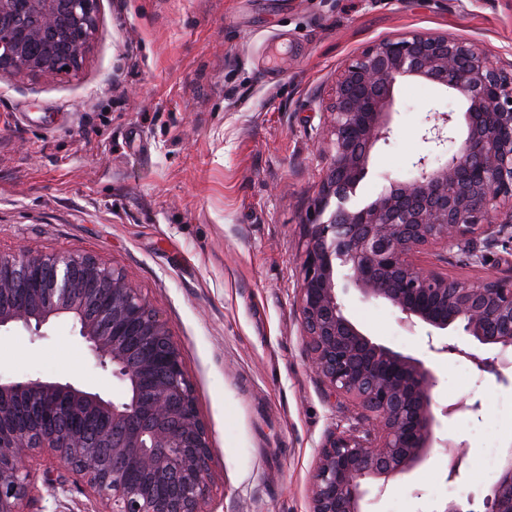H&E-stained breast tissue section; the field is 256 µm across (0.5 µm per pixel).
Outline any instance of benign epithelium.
I'll use <instances>...</instances> for the list:
<instances>
[{
    "mask_svg": "<svg viewBox=\"0 0 512 512\" xmlns=\"http://www.w3.org/2000/svg\"><path fill=\"white\" fill-rule=\"evenodd\" d=\"M100 0H0V73L76 72L94 38ZM423 79L462 89L465 133L452 112L430 111L427 152L415 176L395 181L359 207L351 197L368 175L372 147L388 138L396 86ZM331 154L303 224L299 307L306 359L329 394L355 401L356 422L318 449L310 512H365L369 487L413 472L435 447L445 419L480 404L440 405L424 363L372 340L344 313L340 295L358 291L390 304L410 329L427 326L429 349L501 375L512 350V274L467 279L426 265L460 248L486 264L474 239L512 243V72L493 66L468 40L414 32L383 38L346 61L327 108ZM72 318L96 365L119 384L105 398L70 382L0 377V512H27L37 468L44 485L70 491L67 472L99 512H204L209 448L205 427L166 322L118 270L81 254L0 255V331L33 338ZM462 329L474 348L447 341ZM496 354L483 356L486 351ZM512 512V449L483 500Z\"/></svg>",
    "mask_w": 512,
    "mask_h": 512,
    "instance_id": "benign-epithelium-1",
    "label": "benign epithelium"
}]
</instances>
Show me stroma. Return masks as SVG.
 I'll return each mask as SVG.
<instances>
[{
    "label": "stroma",
    "mask_w": 512,
    "mask_h": 512,
    "mask_svg": "<svg viewBox=\"0 0 512 512\" xmlns=\"http://www.w3.org/2000/svg\"><path fill=\"white\" fill-rule=\"evenodd\" d=\"M412 31L512 64V0H101L79 71L0 75V254L93 255L159 312L208 433V512H309L316 450L354 421L304 355L302 224L328 162L339 67ZM432 110L460 116L465 103L426 81L396 88L391 136L372 149L356 204L413 176ZM342 303L375 341L432 370L436 402L481 405L440 430L465 445L459 478L433 449L367 512L482 501L512 448V372L432 353L426 328L356 291ZM45 330L36 342L0 333V376L117 394L71 321Z\"/></svg>",
    "instance_id": "1"
}]
</instances>
